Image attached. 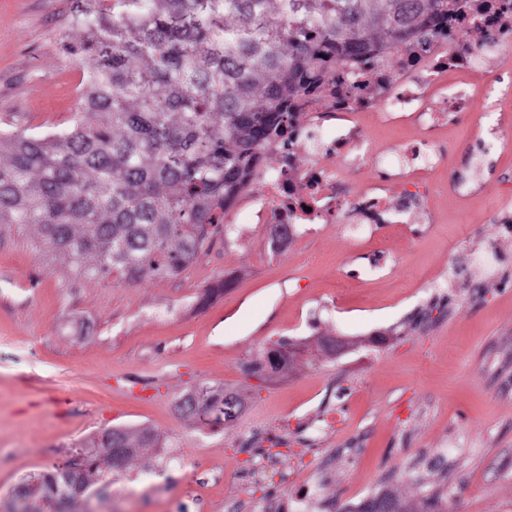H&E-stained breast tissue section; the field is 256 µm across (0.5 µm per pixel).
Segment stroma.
<instances>
[{
  "mask_svg": "<svg viewBox=\"0 0 512 512\" xmlns=\"http://www.w3.org/2000/svg\"><path fill=\"white\" fill-rule=\"evenodd\" d=\"M79 0H0V129H69L91 62L70 47ZM450 110L363 116L371 158L353 172L406 207L404 224H299L287 248L251 224V191L171 278L78 273L36 226L0 224V512L29 477L81 457L107 429L147 428L159 446L95 479L89 512H270L319 487V512H353L386 489L440 493L448 512H512V142L488 146V82L512 135V51L462 69ZM442 152L426 169L411 148ZM401 153L387 167L377 154ZM491 271L473 265L484 251ZM376 266L378 276L359 280ZM359 341L265 383L248 360L281 340ZM238 394L236 416L181 414L199 387ZM455 440L452 459L434 451Z\"/></svg>",
  "mask_w": 512,
  "mask_h": 512,
  "instance_id": "obj_1",
  "label": "stroma"
}]
</instances>
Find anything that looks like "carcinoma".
<instances>
[{
	"label": "carcinoma",
	"instance_id": "obj_1",
	"mask_svg": "<svg viewBox=\"0 0 512 512\" xmlns=\"http://www.w3.org/2000/svg\"><path fill=\"white\" fill-rule=\"evenodd\" d=\"M512 0H83L74 15L93 57L84 102L66 132L0 135V224H36L46 243L87 275L173 277L224 224L272 144L289 149L299 100L346 82L344 67L395 55L410 39L495 38ZM293 225H270L282 247ZM289 343L251 360L260 379L294 363ZM238 397L200 387L181 399L188 416L229 420ZM149 430L93 440L75 477L90 482L157 447ZM34 500L65 501L60 467L26 480ZM355 512H447L442 498L413 502L391 491Z\"/></svg>",
	"mask_w": 512,
	"mask_h": 512
}]
</instances>
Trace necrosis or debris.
Wrapping results in <instances>:
<instances>
[{"instance_id": "necrosis-or-debris-1", "label": "necrosis or debris", "mask_w": 512, "mask_h": 512, "mask_svg": "<svg viewBox=\"0 0 512 512\" xmlns=\"http://www.w3.org/2000/svg\"><path fill=\"white\" fill-rule=\"evenodd\" d=\"M512 48V31L503 32L497 40L477 46L463 40L456 42L439 38L426 51L411 54L400 50L397 65L368 58L347 67L353 85L354 101L346 105L345 112L357 116L365 112H378L386 116L404 113L424 115L423 93L404 88L408 73L426 71L430 78L447 85L450 72L472 65H482L486 58ZM374 77L378 88L365 94L360 85L365 77ZM335 100H320L307 104V123L315 130L317 139L328 141L330 148L347 150L355 159L370 153L368 136L361 126L345 127L324 124V113L335 111ZM378 201L369 189L349 188L338 181L336 169L321 163L303 170L288 159L281 158L269 167L261 192L252 199L250 221L254 224H327L345 211L354 214L353 230L363 234L373 223V211Z\"/></svg>"}]
</instances>
